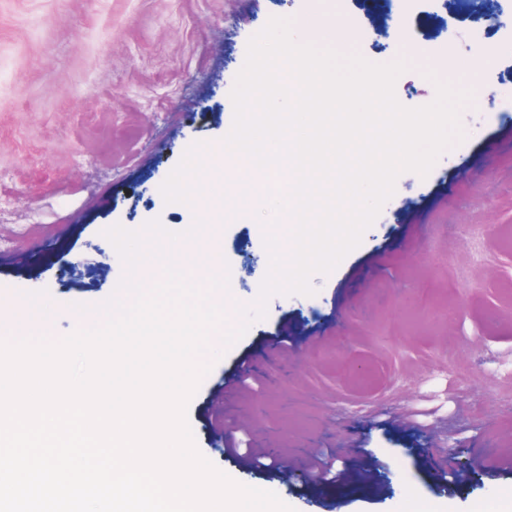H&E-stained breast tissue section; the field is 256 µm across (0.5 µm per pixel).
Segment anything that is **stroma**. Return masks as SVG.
Instances as JSON below:
<instances>
[{"label": "stroma", "mask_w": 512, "mask_h": 512, "mask_svg": "<svg viewBox=\"0 0 512 512\" xmlns=\"http://www.w3.org/2000/svg\"><path fill=\"white\" fill-rule=\"evenodd\" d=\"M495 5L390 0L384 35L362 0H0V297L61 338L122 276L105 229L157 219L180 233L199 215L197 247L230 267L225 303L257 298L270 183L227 193L191 155L230 132L247 43L271 17L345 18L350 40L325 46L405 59L406 107L431 103L464 60V140L427 177L398 176L360 245L312 276L314 295H273L187 415L205 458L295 512H512V472L490 470L512 456V275L497 265L512 255V0ZM246 356L264 387L232 410L289 472L245 468L212 433L210 394ZM319 447L349 480L316 483L303 457ZM450 465L459 478L442 482Z\"/></svg>", "instance_id": "35a3bbf8"}]
</instances>
